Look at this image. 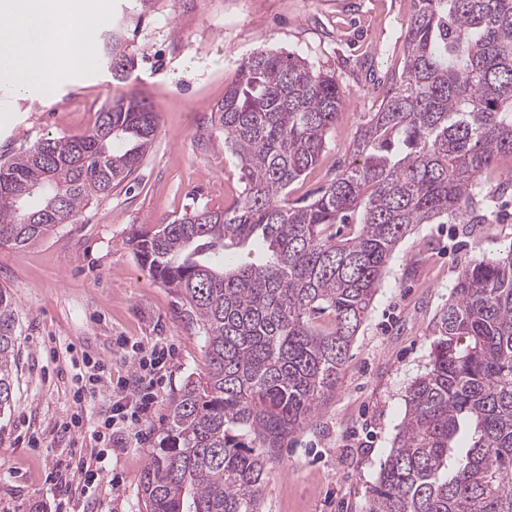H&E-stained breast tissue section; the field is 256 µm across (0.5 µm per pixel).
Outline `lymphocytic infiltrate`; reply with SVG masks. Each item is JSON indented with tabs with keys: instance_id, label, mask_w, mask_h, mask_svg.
<instances>
[{
	"instance_id": "f902f5d3",
	"label": "lymphocytic infiltrate",
	"mask_w": 512,
	"mask_h": 512,
	"mask_svg": "<svg viewBox=\"0 0 512 512\" xmlns=\"http://www.w3.org/2000/svg\"><path fill=\"white\" fill-rule=\"evenodd\" d=\"M131 351L135 356L134 369L128 379L118 382L112 381L111 369L104 360L88 355L83 358L87 378L74 391V403L84 406L105 390L113 398L111 413L103 421L88 424L82 414L77 413L64 426L65 433L72 438H90L97 443L94 449H80L66 466L72 479L82 482L87 489L113 490L119 486V475L100 464L101 459L110 454L108 446L113 430L122 427L126 443L140 444L142 426L151 419L159 403L155 376L165 362L164 346L158 341L148 346L136 341L132 343Z\"/></svg>"
}]
</instances>
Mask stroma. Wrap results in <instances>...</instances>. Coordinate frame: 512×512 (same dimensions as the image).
<instances>
[{
	"label": "stroma",
	"mask_w": 512,
	"mask_h": 512,
	"mask_svg": "<svg viewBox=\"0 0 512 512\" xmlns=\"http://www.w3.org/2000/svg\"><path fill=\"white\" fill-rule=\"evenodd\" d=\"M90 71L66 75L52 101L0 98V156L48 136L91 127L115 96L146 99L160 131L135 181L89 203L76 223L25 249L0 244V288L10 293L21 338L18 384L0 419V512H36L56 504L55 473L73 441L61 426L76 411L75 362L89 354L130 372L120 347L129 338L163 339L172 356L162 369V403L140 447L112 457L123 477L109 494L80 492L85 512H143L145 464L166 426V397L206 373L204 342L176 313L169 288L143 270L127 242L132 225L175 218L193 208L224 209L242 185L224 133L211 126L243 58L277 49L333 73L343 117L318 163L289 188L309 198L350 159V142L379 84L401 69L407 0H106ZM135 58L117 82L107 59L112 33ZM512 162L484 174L495 203L484 224H420L393 252L371 310L355 336L335 393L289 437L266 470L262 512H366L406 416L410 385L431 367V325L452 295L461 268L512 244V199L499 197Z\"/></svg>",
	"instance_id": "obj_1"
}]
</instances>
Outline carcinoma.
<instances>
[{
  "label": "carcinoma",
  "instance_id": "cac0c4a2",
  "mask_svg": "<svg viewBox=\"0 0 512 512\" xmlns=\"http://www.w3.org/2000/svg\"><path fill=\"white\" fill-rule=\"evenodd\" d=\"M405 65L319 195L288 201L342 116L336 77L260 50L238 66L210 124L242 190L222 211L132 229L128 243L203 336L204 380L168 399L141 479L145 512H261L288 437L336 391L397 244L418 224H483L481 178L512 159V0H408ZM112 76L133 62L112 36ZM152 106L114 96L79 136L45 138L0 164V242L26 248L135 180L158 133ZM256 257L225 262L229 246ZM431 368L367 512H512V243L465 265L431 327ZM20 344L0 289V415Z\"/></svg>",
  "mask_w": 512,
  "mask_h": 512
}]
</instances>
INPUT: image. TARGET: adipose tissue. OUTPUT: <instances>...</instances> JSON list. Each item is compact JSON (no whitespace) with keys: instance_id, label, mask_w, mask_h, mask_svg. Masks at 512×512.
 I'll return each instance as SVG.
<instances>
[{"instance_id":"obj_1","label":"adipose tissue","mask_w":512,"mask_h":512,"mask_svg":"<svg viewBox=\"0 0 512 512\" xmlns=\"http://www.w3.org/2000/svg\"><path fill=\"white\" fill-rule=\"evenodd\" d=\"M98 0H0V95L41 100L95 64Z\"/></svg>"}]
</instances>
